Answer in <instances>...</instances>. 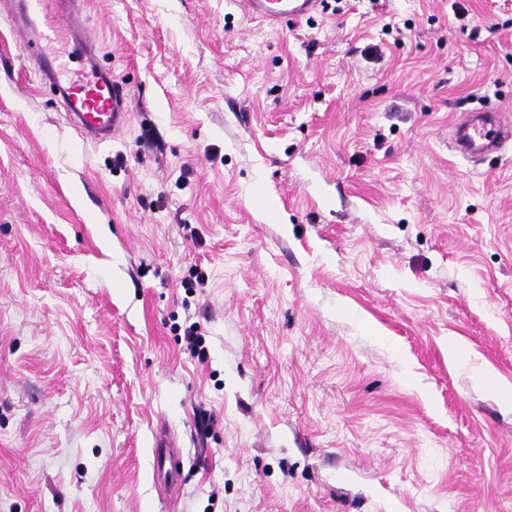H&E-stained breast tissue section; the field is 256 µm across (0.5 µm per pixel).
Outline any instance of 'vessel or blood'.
Masks as SVG:
<instances>
[{
    "instance_id": "vessel-or-blood-1",
    "label": "vessel or blood",
    "mask_w": 512,
    "mask_h": 512,
    "mask_svg": "<svg viewBox=\"0 0 512 512\" xmlns=\"http://www.w3.org/2000/svg\"><path fill=\"white\" fill-rule=\"evenodd\" d=\"M320 0H235L250 21L282 23L317 10ZM11 23L22 33L28 56L39 63L42 79L58 84L65 110L80 131L98 141L111 139L128 122L129 104L112 72L100 66L95 48L98 28L87 23L83 0H0ZM86 56L91 72L75 75V56ZM456 148L464 155L500 150L512 140V124L497 114L466 121L455 129Z\"/></svg>"
}]
</instances>
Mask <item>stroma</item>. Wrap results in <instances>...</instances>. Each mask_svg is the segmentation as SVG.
<instances>
[{"mask_svg":"<svg viewBox=\"0 0 512 512\" xmlns=\"http://www.w3.org/2000/svg\"><path fill=\"white\" fill-rule=\"evenodd\" d=\"M86 19L105 142L0 27V512H512V0ZM488 118L466 121L455 129L456 148L462 155L485 153L500 150L504 143L512 140V127L495 113H488Z\"/></svg>","mask_w":512,"mask_h":512,"instance_id":"stroma-1","label":"stroma"}]
</instances>
